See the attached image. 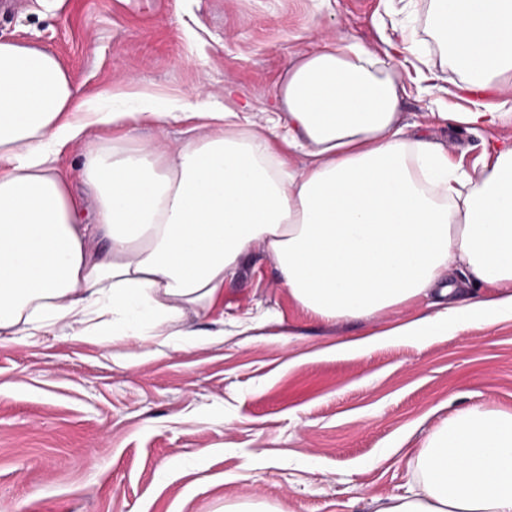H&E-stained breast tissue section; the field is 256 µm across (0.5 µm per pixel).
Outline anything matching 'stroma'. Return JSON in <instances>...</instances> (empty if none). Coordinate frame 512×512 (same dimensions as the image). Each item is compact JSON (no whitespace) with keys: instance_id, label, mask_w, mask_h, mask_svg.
<instances>
[{"instance_id":"35a3bbf8","label":"stroma","mask_w":512,"mask_h":512,"mask_svg":"<svg viewBox=\"0 0 512 512\" xmlns=\"http://www.w3.org/2000/svg\"><path fill=\"white\" fill-rule=\"evenodd\" d=\"M397 7L424 30V0H27L0 14V40L54 52L85 95L136 80L157 99L231 85L254 119L310 39L341 31L378 42ZM402 103L470 166L512 126L435 123L408 68ZM415 299L369 320L328 323L298 306L261 249L224 282L222 307L187 326L224 339L152 346L55 326L0 336V512H373L413 483L412 458L445 420L476 404L512 412V319L363 347L397 321L430 314Z\"/></svg>"}]
</instances>
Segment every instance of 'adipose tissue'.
<instances>
[{
    "label": "adipose tissue",
    "instance_id": "obj_1",
    "mask_svg": "<svg viewBox=\"0 0 512 512\" xmlns=\"http://www.w3.org/2000/svg\"><path fill=\"white\" fill-rule=\"evenodd\" d=\"M427 35L470 91L512 81V0H427ZM429 59L410 25L379 44L319 36L288 62L264 123L204 97L156 107L146 92L80 95L58 57L0 41V336L23 324L113 342L197 347L189 316L224 296L254 246L293 300L327 321L370 319L427 295L435 314L383 338L512 317V144L460 169L401 119L399 60ZM472 130L512 107L444 112ZM192 121L159 149L90 144L84 194L54 165L95 128ZM302 154V165L292 158ZM496 287L466 302L456 270ZM405 494L374 512H512V412L471 406L428 436Z\"/></svg>",
    "mask_w": 512,
    "mask_h": 512
}]
</instances>
